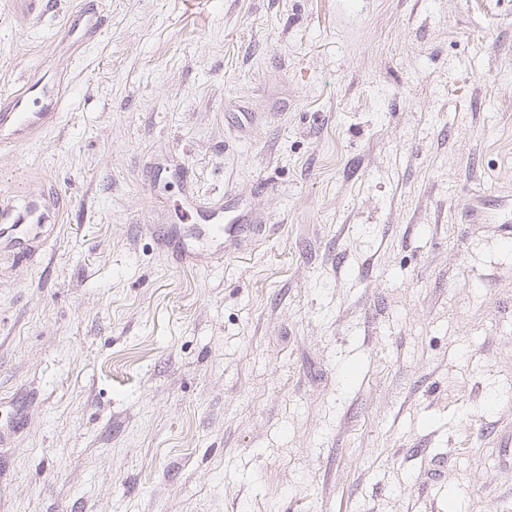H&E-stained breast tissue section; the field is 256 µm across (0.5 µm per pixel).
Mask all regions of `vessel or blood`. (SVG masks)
I'll use <instances>...</instances> for the list:
<instances>
[{
    "instance_id": "vessel-or-blood-1",
    "label": "vessel or blood",
    "mask_w": 512,
    "mask_h": 512,
    "mask_svg": "<svg viewBox=\"0 0 512 512\" xmlns=\"http://www.w3.org/2000/svg\"><path fill=\"white\" fill-rule=\"evenodd\" d=\"M104 27L100 11L82 9L67 17L63 39L83 45L96 39ZM61 95L52 82L30 81L17 90L0 95V148H18L31 142L34 134L54 127L60 117ZM45 203L35 199L25 207L0 209V239H14L25 227L44 222Z\"/></svg>"
}]
</instances>
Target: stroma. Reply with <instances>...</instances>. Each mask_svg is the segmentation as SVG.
<instances>
[{"label":"stroma","instance_id":"obj_1","mask_svg":"<svg viewBox=\"0 0 512 512\" xmlns=\"http://www.w3.org/2000/svg\"><path fill=\"white\" fill-rule=\"evenodd\" d=\"M83 2L0 0V512H512V0ZM104 27V16L97 9H82L67 17L62 41L83 45L96 39ZM61 94L50 81L25 83L0 95V148H19L40 130L54 127L60 117ZM53 209L43 203L40 198L31 200L24 209L19 210L16 205L1 207L0 209V241L7 237L13 240L18 232L26 231L25 235L32 232V227L27 225L41 224L45 221L44 211L51 212ZM42 211V212H41Z\"/></svg>","mask_w":512,"mask_h":512}]
</instances>
